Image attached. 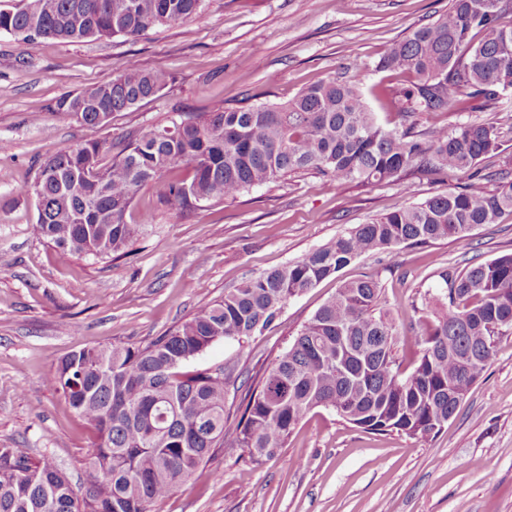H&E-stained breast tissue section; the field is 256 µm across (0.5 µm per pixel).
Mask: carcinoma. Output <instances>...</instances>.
Returning a JSON list of instances; mask_svg holds the SVG:
<instances>
[{
	"mask_svg": "<svg viewBox=\"0 0 512 512\" xmlns=\"http://www.w3.org/2000/svg\"><path fill=\"white\" fill-rule=\"evenodd\" d=\"M203 0H27L0 11V31L26 40L137 37L196 14ZM502 0H449L448 12L394 42L377 68L409 73L391 91L402 121L444 112L463 94L486 102L512 89V25L501 23ZM484 34L476 42L471 36ZM171 77L126 63L112 80L61 96L63 120L106 125L113 116L156 99ZM491 123L445 126L424 133L380 123L350 79L330 76L284 104L218 107L197 117L131 135L106 167V143L61 149L33 185L37 230L60 258L125 252L137 235L125 221L145 185L188 217L207 203L288 174L312 171L325 183H393L430 169L465 178L425 201L360 224L284 267L243 281L145 347L83 348L65 356L48 382L93 430L82 488L53 458L0 448V512H151L232 436L260 461L288 444L314 408L333 410L368 433L426 438L451 419L465 394L495 359L498 337L512 331V254L457 272L439 273L436 306L422 319V355L407 374L396 366L399 331L382 307V288L347 281L300 329L248 389L239 420L225 414L224 368L184 369L221 339L262 332L288 301L354 259L393 255L494 224L512 211V170L495 189L478 164L499 151ZM184 166L190 180L172 173Z\"/></svg>",
	"mask_w": 512,
	"mask_h": 512,
	"instance_id": "cac0c4a2",
	"label": "carcinoma"
}]
</instances>
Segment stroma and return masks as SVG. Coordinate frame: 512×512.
I'll list each match as a JSON object with an SVG mask.
<instances>
[{
	"label": "stroma",
	"instance_id": "stroma-1",
	"mask_svg": "<svg viewBox=\"0 0 512 512\" xmlns=\"http://www.w3.org/2000/svg\"><path fill=\"white\" fill-rule=\"evenodd\" d=\"M448 10V0H203L193 17L135 38L24 41L0 32V448L52 455L80 484L91 427L47 383L66 354L95 345L147 344L223 297L247 277L287 265L360 224L447 191L425 170L395 183H333L311 173L255 186L236 200L182 217L142 188L126 214L138 233L129 256L60 260L37 231L31 193L43 163L92 140L118 142L224 105L285 103L336 73L355 77L381 123L398 125L393 88L411 77L376 64L386 49ZM164 70L160 97L116 113L108 126L59 119V97L111 80L128 60ZM486 122L500 149L482 172L512 169V90L478 108L464 96L448 111L419 115V129ZM512 252V212L494 224L421 246L397 259L357 258L288 302L263 333L223 340L193 359L230 373L225 409L236 416L254 375L270 366L341 282L367 276L401 330V372L421 355L418 319L440 284L437 272ZM79 324L74 334L63 323ZM152 512H512V335L497 343L456 414L436 435L374 434L335 412H309L276 456L252 462L225 438Z\"/></svg>",
	"mask_w": 512,
	"mask_h": 512
}]
</instances>
